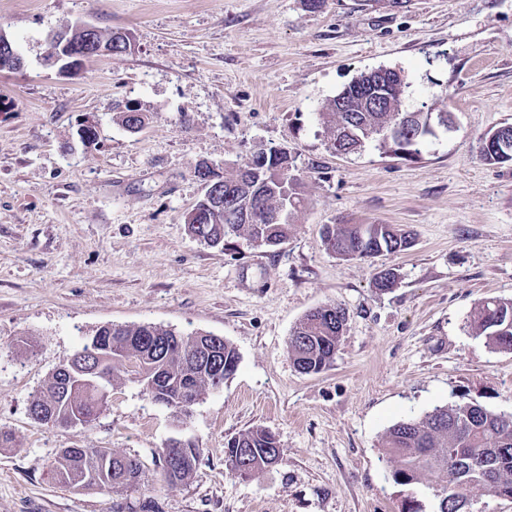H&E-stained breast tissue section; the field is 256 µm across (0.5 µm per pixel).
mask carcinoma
I'll return each mask as SVG.
<instances>
[{
	"instance_id": "obj_1",
	"label": "carcinoma",
	"mask_w": 512,
	"mask_h": 512,
	"mask_svg": "<svg viewBox=\"0 0 512 512\" xmlns=\"http://www.w3.org/2000/svg\"><path fill=\"white\" fill-rule=\"evenodd\" d=\"M437 108L421 103L418 112H338L332 99L318 113L328 147L333 152L358 154L372 146L385 156L406 161L421 159L429 143L438 135L428 122H438ZM263 163L239 167L227 176L205 165V175L224 186V205L202 198L192 219L186 221L189 234L210 247H225L229 240L246 237L259 246H277L288 240L295 215L305 206L301 177L285 175L279 169L286 150L270 147L257 152ZM269 212L283 211L288 219L259 226L244 220L243 212L254 203ZM322 241L342 260L374 258L395 254L411 247V233L395 224H326ZM398 281L394 268H384L375 277V287L388 290ZM345 310L326 304L310 310L288 338V355L303 374H319L332 363L346 326ZM471 327L495 350L512 353V300L485 298L474 309ZM208 341L205 334L183 337L172 329L151 325H111L97 329L81 348V355L66 364L67 371L55 370L31 400L29 411L41 425L84 426L95 420L108 398L100 393L90 370L101 369L114 381L132 375L146 388L148 396L172 409L188 413L191 405L182 390L200 397L207 388L224 384V375L189 362V354ZM236 449H246L248 465L239 470L225 459L227 469L247 478L268 468L274 438L261 426L253 427L229 440ZM386 454L397 462L396 483L415 485L428 480L431 512H463L467 492L483 487L495 495L512 499V415L504 416L478 403L436 407L417 417L392 424L384 436ZM179 451L170 445L159 451L165 478L170 483L187 479L199 464L202 449L191 448V462L170 468V454ZM95 448H63L55 459L59 482L78 472L94 459ZM142 476L140 462L109 453L101 465L99 486L128 485Z\"/></svg>"
}]
</instances>
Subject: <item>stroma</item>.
Segmentation results:
<instances>
[{
    "label": "stroma",
    "instance_id": "obj_1",
    "mask_svg": "<svg viewBox=\"0 0 512 512\" xmlns=\"http://www.w3.org/2000/svg\"><path fill=\"white\" fill-rule=\"evenodd\" d=\"M80 22L129 33L130 50L59 74L45 37ZM0 30L25 60L0 72V512H401L410 497L430 512L425 486L394 482L386 430L455 403L512 414V353L470 326L479 299L512 300V163L479 153L512 125V0H0ZM379 67L404 72L406 106L447 104L452 127L420 160L327 147L318 112ZM127 102L149 113L141 132L112 120ZM87 115L93 143L77 134ZM269 147L307 199L288 240L192 238L196 164L231 175ZM326 224H396L414 244L342 260ZM388 266L400 278L377 290ZM333 303L347 314L334 360L300 373L290 333ZM107 324L221 336L239 365L185 416L127 378L89 425L35 423L33 395ZM254 426L282 458L240 478L225 446ZM175 442L203 455L171 485L158 451ZM71 447L137 458L142 479L66 488L52 464Z\"/></svg>",
    "mask_w": 512,
    "mask_h": 512
}]
</instances>
